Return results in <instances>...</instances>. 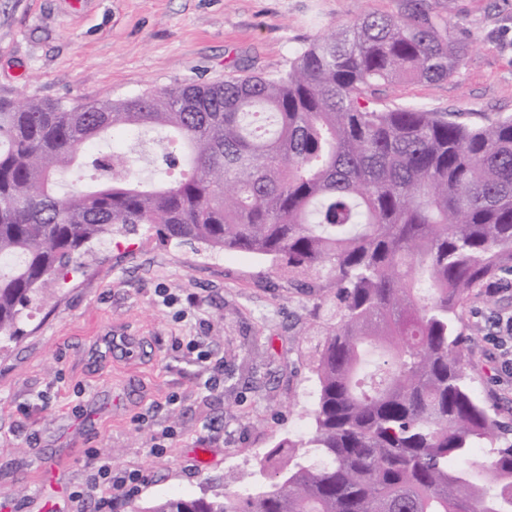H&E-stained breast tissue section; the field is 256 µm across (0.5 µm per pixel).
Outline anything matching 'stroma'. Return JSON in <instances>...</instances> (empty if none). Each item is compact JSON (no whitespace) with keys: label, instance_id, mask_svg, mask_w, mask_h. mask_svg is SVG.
Masks as SVG:
<instances>
[{"label":"stroma","instance_id":"stroma-1","mask_svg":"<svg viewBox=\"0 0 512 512\" xmlns=\"http://www.w3.org/2000/svg\"><path fill=\"white\" fill-rule=\"evenodd\" d=\"M468 52L458 72L379 91L473 126L512 115V0H422ZM410 0H0V96L117 101L245 71L273 76L328 28L367 14L405 19ZM44 291L0 351V507L128 512L269 483L275 442L313 426L316 380L303 357L313 297L270 260L221 256L136 233L94 246ZM470 304L465 373L512 419V375L486 333L512 316V287ZM131 354L101 360L111 336ZM201 337L208 360L176 347Z\"/></svg>","mask_w":512,"mask_h":512}]
</instances>
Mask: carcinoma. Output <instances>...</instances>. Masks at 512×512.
Here are the masks:
<instances>
[{
    "mask_svg": "<svg viewBox=\"0 0 512 512\" xmlns=\"http://www.w3.org/2000/svg\"><path fill=\"white\" fill-rule=\"evenodd\" d=\"M465 44L415 10L318 36L273 77L230 76L119 101L0 98V349L43 285L90 244L147 224L161 240L264 256L332 304L318 323L312 430L279 439L281 480L157 498L131 512H512V431L464 372L466 307L512 271V118L485 126L377 87L452 76ZM175 133L188 176L123 173L114 134ZM100 172L57 192L71 166ZM494 445L493 460L474 459Z\"/></svg>",
    "mask_w": 512,
    "mask_h": 512,
    "instance_id": "cac0c4a2",
    "label": "carcinoma"
}]
</instances>
